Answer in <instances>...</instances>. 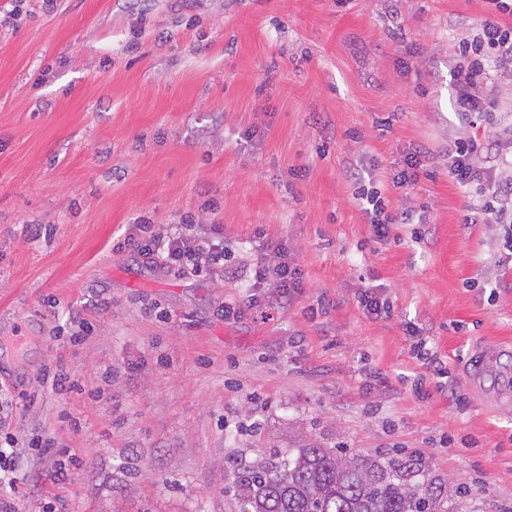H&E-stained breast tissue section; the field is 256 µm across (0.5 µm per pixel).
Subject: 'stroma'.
Instances as JSON below:
<instances>
[{"mask_svg":"<svg viewBox=\"0 0 512 512\" xmlns=\"http://www.w3.org/2000/svg\"><path fill=\"white\" fill-rule=\"evenodd\" d=\"M486 16L484 0H0V371L20 394L0 417L45 447L17 462L24 512H234L238 467L301 437L422 456L469 512H512V400L464 378L477 344L512 347V251L465 223L481 197L448 178L449 141L473 134L448 57ZM364 179L416 224L378 239ZM186 218L223 225L239 277L122 247ZM279 244L301 271L291 302L248 272ZM59 369L77 394L52 391Z\"/></svg>","mask_w":512,"mask_h":512,"instance_id":"obj_1","label":"stroma"}]
</instances>
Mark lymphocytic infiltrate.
Segmentation results:
<instances>
[{
    "instance_id": "lymphocytic-infiltrate-1",
    "label": "lymphocytic infiltrate",
    "mask_w": 512,
    "mask_h": 512,
    "mask_svg": "<svg viewBox=\"0 0 512 512\" xmlns=\"http://www.w3.org/2000/svg\"><path fill=\"white\" fill-rule=\"evenodd\" d=\"M488 16L475 35L453 47V75L456 82L457 114L467 127L489 120L497 102L491 68L512 71V0H486ZM512 149V125L495 130L491 140L467 138L448 146V176L462 187L476 186L482 198V220L512 232V181L498 175L505 150ZM128 251L146 261L183 273L216 272L224 268V227L212 224L196 229L177 224L165 233L143 228L141 235L129 236ZM275 263L258 261L253 269L259 281L272 282L284 297L298 293L300 272L288 259L286 249H278ZM30 449L38 439L21 440L6 431L0 421V512H22L23 482L16 477L20 444Z\"/></svg>"
}]
</instances>
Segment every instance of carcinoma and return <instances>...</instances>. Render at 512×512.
<instances>
[{"mask_svg":"<svg viewBox=\"0 0 512 512\" xmlns=\"http://www.w3.org/2000/svg\"><path fill=\"white\" fill-rule=\"evenodd\" d=\"M237 512H464V494L406 460L305 441L239 469Z\"/></svg>","mask_w":512,"mask_h":512,"instance_id":"obj_1","label":"carcinoma"}]
</instances>
